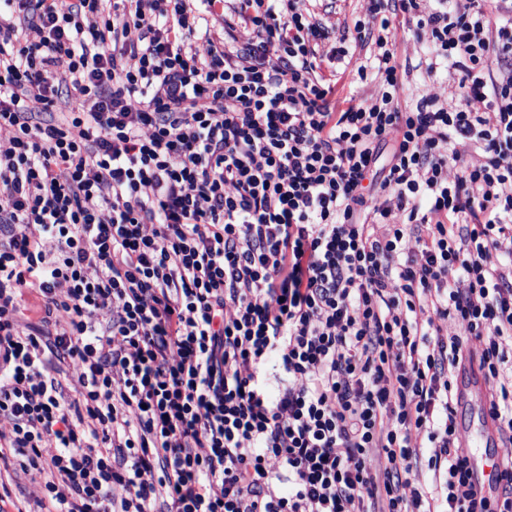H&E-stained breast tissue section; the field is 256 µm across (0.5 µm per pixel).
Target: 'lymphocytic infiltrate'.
Segmentation results:
<instances>
[{
  "mask_svg": "<svg viewBox=\"0 0 512 512\" xmlns=\"http://www.w3.org/2000/svg\"><path fill=\"white\" fill-rule=\"evenodd\" d=\"M372 2L356 107L305 0H0V464L39 512H512V0ZM398 14L459 102L401 107ZM458 402L460 408L467 409L479 403L477 426L465 418L457 422L460 437V451L467 459L472 477L482 487L485 495L494 493L493 479L501 467L502 451L497 447V438L491 423L488 407L484 403L485 383L474 371H460L457 378ZM481 448H496L494 452L482 453ZM16 470L15 475L12 471V467L9 468V472L13 480L9 479V488L12 490V496L14 500H17L19 507L23 510H34L33 502L29 499V491L33 489V485L30 482V477L24 475L18 466H14Z\"/></svg>",
  "mask_w": 512,
  "mask_h": 512,
  "instance_id": "f902f5d3",
  "label": "lymphocytic infiltrate"
}]
</instances>
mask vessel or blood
<instances>
[{"label": "vessel or blood", "mask_w": 512, "mask_h": 512, "mask_svg": "<svg viewBox=\"0 0 512 512\" xmlns=\"http://www.w3.org/2000/svg\"><path fill=\"white\" fill-rule=\"evenodd\" d=\"M458 401L461 408L478 406L476 420L460 419L457 431L460 437V451L466 458L475 482L484 494H492L493 479L502 462V452L497 448V438L491 417L484 408L485 383L474 371L460 372L457 378Z\"/></svg>", "instance_id": "obj_1"}]
</instances>
